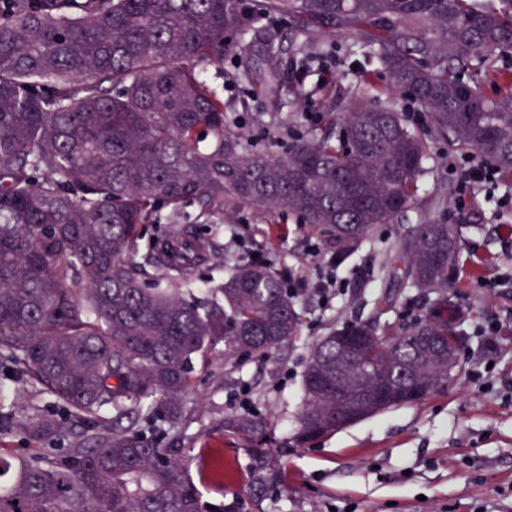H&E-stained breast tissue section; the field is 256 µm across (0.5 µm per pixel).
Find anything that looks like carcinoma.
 Here are the masks:
<instances>
[{
    "label": "carcinoma",
    "mask_w": 512,
    "mask_h": 512,
    "mask_svg": "<svg viewBox=\"0 0 512 512\" xmlns=\"http://www.w3.org/2000/svg\"><path fill=\"white\" fill-rule=\"evenodd\" d=\"M240 2L0 0V438L21 429L40 447L0 456V512H231L149 432L191 415L197 359L221 345L239 372L300 339L302 308L269 261L224 257L199 225L243 206L295 213L340 267L417 204L427 136L512 180V71L495 97L482 90L494 56L512 55V0ZM271 14L305 34L286 57L268 45L275 99L301 103L281 71L307 69L309 47L342 29L426 111L429 135L363 93L288 152L256 149L229 128L208 73ZM150 224L164 234L146 236ZM461 249L453 228L427 222L378 253L384 277L406 258L427 311L406 331L352 322L310 346L294 446L337 430L338 382L347 397L414 387L415 403L448 379ZM202 266L223 273L205 300L191 294ZM340 335L365 339L358 361ZM33 393L61 413L23 405ZM267 429L257 412L224 416L252 442L259 482ZM68 437L64 453L48 449Z\"/></svg>",
    "instance_id": "1"
}]
</instances>
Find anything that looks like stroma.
Here are the masks:
<instances>
[{"mask_svg":"<svg viewBox=\"0 0 512 512\" xmlns=\"http://www.w3.org/2000/svg\"><path fill=\"white\" fill-rule=\"evenodd\" d=\"M298 37L287 18L263 21L252 34L249 64L262 71L264 50L275 42L288 50ZM332 54L317 60L305 80V107L273 106L263 93L236 82L240 60L229 54L223 68L211 71L224 89L232 122L249 129L257 146L266 141L257 124L275 112L282 126L276 153L310 135L325 122L321 90L338 103L355 94L364 48L354 34L334 32ZM426 172L419 179L420 203L394 224L373 232L372 245L336 276L341 287L329 304L307 293L302 342L267 359L248 361L242 373L225 376L221 357L197 365L190 397L196 412L181 426L180 446L191 459L189 476L206 499L236 512H512V181L498 182L493 194L474 188L459 192L457 169L463 154L445 139H430ZM452 225L466 245L457 291L468 309L461 326V373L421 401L383 412L301 447H284L301 407V375L306 345L356 318L377 317L380 325L406 329L415 321L405 307L401 281L384 286L377 277V250L392 246L412 225L428 221ZM249 225V239L236 242L243 258L272 241L287 278L312 285L326 268L319 241L301 229L296 215L266 218L248 208L224 220L225 233ZM505 277L488 289L482 279ZM497 322L495 352H487L481 330ZM248 391L255 412L270 422L271 483L254 486L251 450L225 434L224 416L239 411L238 397Z\"/></svg>","mask_w":512,"mask_h":512,"instance_id":"stroma-1","label":"stroma"}]
</instances>
